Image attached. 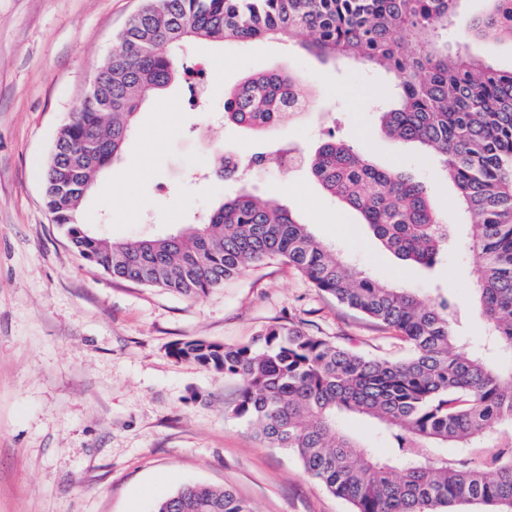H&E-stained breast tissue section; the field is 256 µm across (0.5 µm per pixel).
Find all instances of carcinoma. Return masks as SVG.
<instances>
[{
  "instance_id": "obj_1",
  "label": "carcinoma",
  "mask_w": 512,
  "mask_h": 512,
  "mask_svg": "<svg viewBox=\"0 0 512 512\" xmlns=\"http://www.w3.org/2000/svg\"><path fill=\"white\" fill-rule=\"evenodd\" d=\"M144 0L80 108L60 128L44 199L72 248L112 278L194 297L266 259L280 258L320 290L401 334L402 360L366 356L294 322L267 326L252 342H178L176 359L239 380L225 411L272 448L298 456L304 471L352 512H512V69L471 58L468 41L512 43V0ZM454 25L455 50L439 35ZM292 42L325 62L381 67L396 79L398 104L380 113L383 132L432 151L456 189L475 258L482 336H467L457 302L443 292L425 304L405 288L363 275L315 238L291 211L248 193L219 201L205 224L175 234L116 242L77 219L97 171L121 154L142 104L179 77L173 51L196 40ZM307 94L277 66L224 93V117L262 132L285 100ZM112 110H105L107 103ZM97 170L76 167L85 141ZM313 179L360 213L406 265L431 267L452 227L426 188L405 172L377 167L332 133L305 159ZM377 422L381 455L341 426L344 415ZM153 512H253L230 487L188 484Z\"/></svg>"
}]
</instances>
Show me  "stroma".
<instances>
[{
  "label": "stroma",
  "instance_id": "obj_1",
  "mask_svg": "<svg viewBox=\"0 0 512 512\" xmlns=\"http://www.w3.org/2000/svg\"><path fill=\"white\" fill-rule=\"evenodd\" d=\"M142 3L0 0V512H152L188 482L232 487L253 512H351L297 456L266 446L225 415L237 381L176 360L169 347L192 339L246 344L266 326L292 321L396 359L406 353L397 332L276 259L196 297L112 279L72 249L45 207L43 176L57 133ZM182 62L213 72L205 110L182 108L181 78L146 101L123 154L104 169L108 188L82 205L85 224L133 242L202 223L218 201L246 190L286 206L373 278L425 301L438 288L471 300L465 237L452 239L432 267L410 268L306 169L252 170L227 181L192 176L221 152L281 142L307 155L332 133L423 182L445 223H461L456 191L435 158L379 131L393 76L363 64H326L265 39L194 42ZM277 65L302 78L312 108L268 134L225 122V92Z\"/></svg>",
  "mask_w": 512,
  "mask_h": 512
}]
</instances>
